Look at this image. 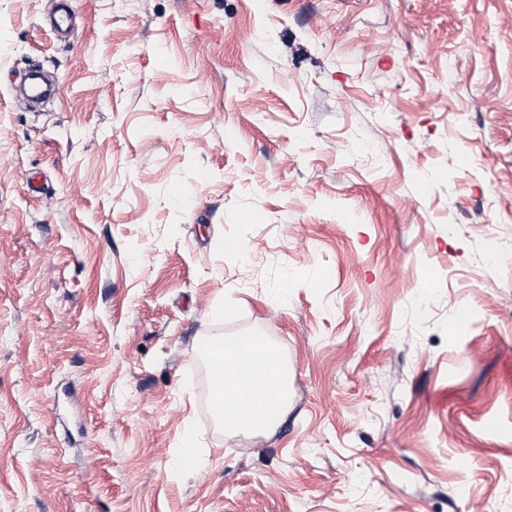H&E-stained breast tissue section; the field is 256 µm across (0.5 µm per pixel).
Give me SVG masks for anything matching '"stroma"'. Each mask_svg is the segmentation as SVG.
<instances>
[{
  "label": "stroma",
  "instance_id": "obj_1",
  "mask_svg": "<svg viewBox=\"0 0 512 512\" xmlns=\"http://www.w3.org/2000/svg\"><path fill=\"white\" fill-rule=\"evenodd\" d=\"M55 5L0 0V512H512V0ZM249 331L269 436L208 415ZM215 402L224 424L242 432L272 433L288 412V373L265 336H208ZM202 340V341H203Z\"/></svg>",
  "mask_w": 512,
  "mask_h": 512
}]
</instances>
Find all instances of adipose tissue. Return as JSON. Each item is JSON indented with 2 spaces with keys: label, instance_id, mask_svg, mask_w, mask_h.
<instances>
[{
  "label": "adipose tissue",
  "instance_id": "1",
  "mask_svg": "<svg viewBox=\"0 0 512 512\" xmlns=\"http://www.w3.org/2000/svg\"><path fill=\"white\" fill-rule=\"evenodd\" d=\"M216 403L224 423L242 432H273L288 412V373L265 336L240 333L208 339Z\"/></svg>",
  "mask_w": 512,
  "mask_h": 512
}]
</instances>
